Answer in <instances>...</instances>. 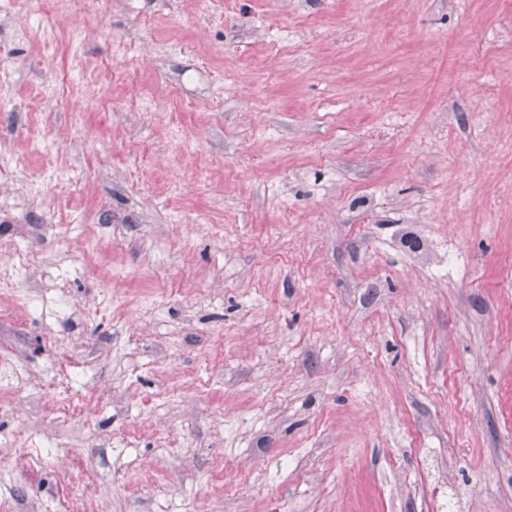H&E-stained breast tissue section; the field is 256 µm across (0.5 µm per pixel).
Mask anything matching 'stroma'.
<instances>
[{
	"instance_id": "stroma-1",
	"label": "stroma",
	"mask_w": 512,
	"mask_h": 512,
	"mask_svg": "<svg viewBox=\"0 0 512 512\" xmlns=\"http://www.w3.org/2000/svg\"><path fill=\"white\" fill-rule=\"evenodd\" d=\"M40 16L0 34V503L512 512V0Z\"/></svg>"
}]
</instances>
